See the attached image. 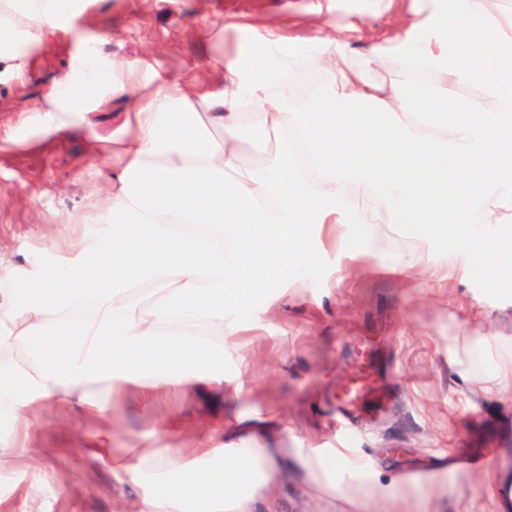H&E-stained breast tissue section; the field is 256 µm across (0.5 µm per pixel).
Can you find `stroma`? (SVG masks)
<instances>
[{
	"mask_svg": "<svg viewBox=\"0 0 512 512\" xmlns=\"http://www.w3.org/2000/svg\"><path fill=\"white\" fill-rule=\"evenodd\" d=\"M234 21L300 35L327 22L381 23L371 0H82L63 31L33 52L22 76H0V252L35 261L36 239L65 216L83 213L112 173L130 110L126 98L112 99L78 133L36 136L33 111L75 57L112 59L116 81L126 78L122 63L139 60L145 70L137 82L156 73L218 92L224 81L211 62L233 53ZM332 267L341 269V280L330 281ZM481 289L479 278L448 281L427 270L412 286L369 263L349 265L340 251L317 259L306 280L289 287L279 319L264 335L243 339L250 363L242 391L224 400L225 419L273 411L288 427L280 447L331 446L335 393L349 374L351 341L376 337L390 404L384 413L348 422L346 445L383 474L402 481L415 474L426 494L410 489L401 500L365 507L354 491L332 495L292 465L287 480L271 489L280 512H495L489 488L512 494V389L486 393L459 384L448 365L455 329L512 343L508 300H496L494 311L473 322L470 305ZM177 405L183 435L203 430L210 411L203 399L144 403L132 397L121 412L117 442L150 446V431ZM91 432L81 417L64 411L35 414L34 459L0 474V495L12 512H25L24 496L42 468L55 484L38 494L41 512H123L140 489L116 482L107 466L84 453ZM473 455L481 465L462 464Z\"/></svg>",
	"mask_w": 512,
	"mask_h": 512,
	"instance_id": "stroma-1",
	"label": "stroma"
}]
</instances>
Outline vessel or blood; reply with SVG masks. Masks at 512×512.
Segmentation results:
<instances>
[{
    "instance_id": "obj_1",
    "label": "vessel or blood",
    "mask_w": 512,
    "mask_h": 512,
    "mask_svg": "<svg viewBox=\"0 0 512 512\" xmlns=\"http://www.w3.org/2000/svg\"><path fill=\"white\" fill-rule=\"evenodd\" d=\"M381 373L373 338L360 337L352 360V374L336 392L338 412L348 417L366 409H383L387 397L381 385Z\"/></svg>"
}]
</instances>
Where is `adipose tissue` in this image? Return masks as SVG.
<instances>
[{
    "label": "adipose tissue",
    "instance_id": "1",
    "mask_svg": "<svg viewBox=\"0 0 512 512\" xmlns=\"http://www.w3.org/2000/svg\"><path fill=\"white\" fill-rule=\"evenodd\" d=\"M74 0H0V74L25 71L27 47L54 33ZM382 36L359 23L251 40L213 67L220 93L112 78L78 58L37 117L49 139L89 125L112 97L132 110L116 172L98 203L68 219L23 265L0 254V467L30 451V418L65 407L92 421L91 453L130 393L224 403L225 358L279 316L290 280L336 246L412 276L512 286V7L504 0H376ZM314 73V85L302 78ZM263 160L244 166V133ZM414 229L427 250L391 254ZM264 299L255 308L256 299ZM448 363L474 385L512 375V344L449 337ZM276 423L251 413L198 436L133 448L112 469L143 492L131 512H273L284 478ZM295 458L328 488L358 482L364 502L404 486L336 448Z\"/></svg>",
    "mask_w": 512,
    "mask_h": 512
}]
</instances>
